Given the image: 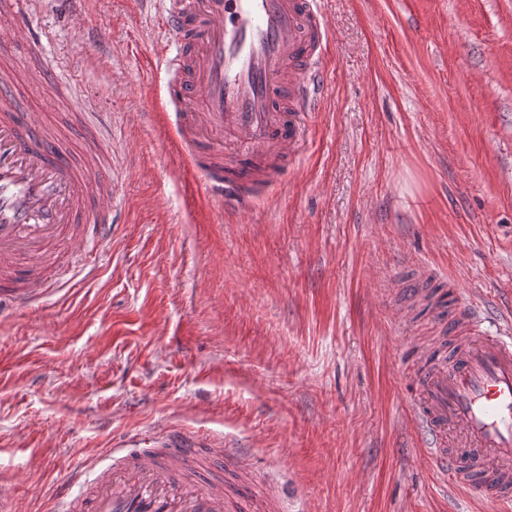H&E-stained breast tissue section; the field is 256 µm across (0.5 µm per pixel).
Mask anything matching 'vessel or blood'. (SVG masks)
<instances>
[{
  "mask_svg": "<svg viewBox=\"0 0 512 512\" xmlns=\"http://www.w3.org/2000/svg\"><path fill=\"white\" fill-rule=\"evenodd\" d=\"M175 53L160 50L166 102L175 114L172 153L202 174L201 189L228 211L254 198L249 188L281 176L304 141L299 116L314 111L330 40L318 0H163ZM32 0H0V49L36 46ZM36 81L0 70V303L37 304L66 271L63 251L112 240V157L83 143L65 159L63 131L38 129L13 104ZM453 331L466 336L455 359L427 356L416 376L414 422L444 481L480 498L512 501V320L488 331L454 300ZM109 462H87L57 483L55 512H255L201 472L235 448H207L173 427L157 440H121Z\"/></svg>",
  "mask_w": 512,
  "mask_h": 512,
  "instance_id": "b4317fda",
  "label": "vessel or blood"
}]
</instances>
